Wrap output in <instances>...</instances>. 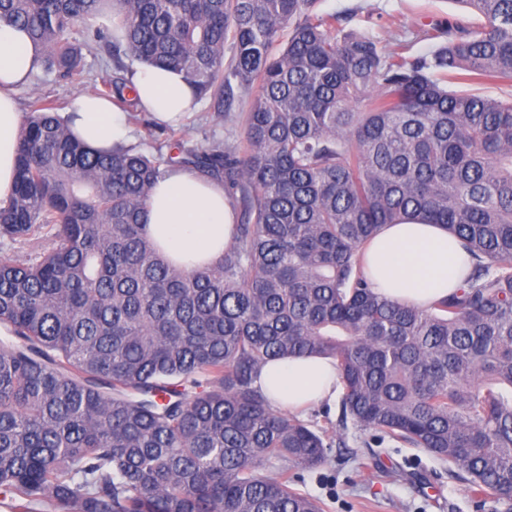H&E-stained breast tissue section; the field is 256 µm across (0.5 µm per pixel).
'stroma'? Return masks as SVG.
Returning <instances> with one entry per match:
<instances>
[{
    "mask_svg": "<svg viewBox=\"0 0 512 512\" xmlns=\"http://www.w3.org/2000/svg\"><path fill=\"white\" fill-rule=\"evenodd\" d=\"M317 9L345 17V29L364 33L390 42L392 35H406L409 53L419 56L428 52L432 42L424 33L448 16L459 14L453 0H319ZM84 74L68 82L55 74L39 71L30 86L17 93L21 112H28L33 95L53 101L60 111H67L78 94L88 91L92 81L104 77L109 60L104 51L85 54ZM250 95L236 93L228 112L210 111L207 102H200L197 111L186 117L178 127L157 123L149 113L135 112L130 123L134 130L136 149L156 153L158 147L184 139L194 147L208 146L212 140H241L243 129L234 117L247 111ZM364 439L362 432L347 427L345 445L334 448L329 460L319 469L306 473L303 492L320 499L324 512H490L472 498L468 487L450 480L444 466L421 448H407L394 442L382 447L384 463L410 460L420 470L432 473L431 484L420 485L408 480L374 477L372 463L356 467L349 459Z\"/></svg>",
    "mask_w": 512,
    "mask_h": 512,
    "instance_id": "1",
    "label": "stroma"
}]
</instances>
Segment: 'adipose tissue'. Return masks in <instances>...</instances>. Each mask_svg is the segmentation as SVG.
<instances>
[{"mask_svg":"<svg viewBox=\"0 0 512 512\" xmlns=\"http://www.w3.org/2000/svg\"><path fill=\"white\" fill-rule=\"evenodd\" d=\"M41 65V53L28 34L0 22L1 205L14 189L22 120L16 94ZM131 81L141 108L158 123H180L197 106L195 93L180 72L142 66ZM62 118L80 140L97 150L132 139L126 113L92 94L76 96ZM234 230L235 213L223 184L176 167L154 185L145 231L177 266L190 269L213 262L231 242ZM469 266L470 257L459 240L439 224L384 225L365 256V271L381 293L422 309L454 291ZM256 384L275 408L291 413L333 401L340 392L335 361L320 357L269 362Z\"/></svg>","mask_w":512,"mask_h":512,"instance_id":"obj_1","label":"adipose tissue"}]
</instances>
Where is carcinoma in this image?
<instances>
[{
	"mask_svg": "<svg viewBox=\"0 0 512 512\" xmlns=\"http://www.w3.org/2000/svg\"><path fill=\"white\" fill-rule=\"evenodd\" d=\"M456 2L473 18L407 59L317 0H0L59 78L85 50L119 61L98 95L120 105L139 106L136 63L182 73L215 112L231 81L257 90L242 140L168 159L242 206L224 253L190 270L145 232L159 158L91 151L53 102H30L0 208V239L31 248L0 259L11 512H323L299 471L342 436L255 385L298 355L336 361L340 422L364 447L422 448L512 512V93L448 88H512V0ZM404 223L443 225L472 259L426 309L363 270L366 243Z\"/></svg>",
	"mask_w": 512,
	"mask_h": 512,
	"instance_id": "1",
	"label": "carcinoma"
}]
</instances>
